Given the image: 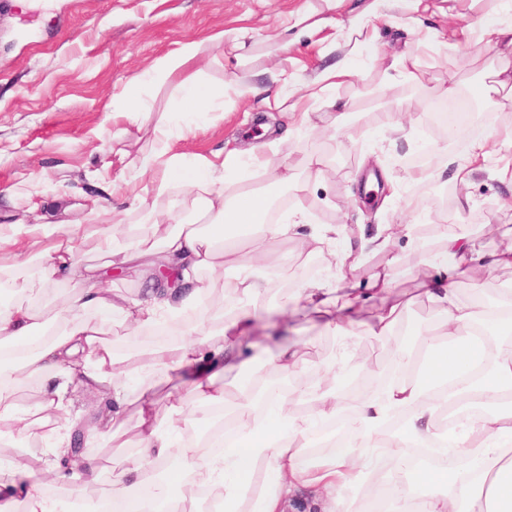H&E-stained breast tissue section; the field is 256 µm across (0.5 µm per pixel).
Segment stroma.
Returning <instances> with one entry per match:
<instances>
[{"label":"stroma","instance_id":"obj_1","mask_svg":"<svg viewBox=\"0 0 512 512\" xmlns=\"http://www.w3.org/2000/svg\"><path fill=\"white\" fill-rule=\"evenodd\" d=\"M303 0H0V198L12 195L13 204L0 201V225L26 223V195L42 192L46 202L64 198L67 203L95 201L112 208L113 230L125 236L141 222V206L149 204L165 216L170 228L196 220L189 191L172 185L164 197H156L154 185L165 174L163 164L143 167L153 152V128L164 124L170 149L180 161L193 163L206 158L221 162L225 146L240 149L268 141L262 124L264 107L243 105L237 98L224 101L223 117L177 111L176 87L180 82L200 80L224 89L226 81L247 75L250 82L277 91L273 73L314 68L320 57L315 46L302 44L288 51L274 50L271 37L287 27L290 13ZM441 15L408 21L402 15L381 24L379 50L390 54L416 47L426 72L423 87L408 85L378 87L375 73L358 66L340 97L358 94L367 98L371 111L350 117L349 129H337L330 117H322L317 131L300 130L298 118L278 114L274 123L283 135L279 159L293 163L319 150L328 160L324 172L313 178L308 196L306 231L325 224L347 225L352 233L374 234L395 224H409L422 245L413 250L405 236L395 237L387 254L372 255L352 271L351 282L366 284L386 256H397L392 296L404 303L406 326L428 331L439 319L438 309L422 293L432 273L424 253L440 246L438 225H461L473 251L488 253L512 246V210L501 202L511 194L495 176L497 167L512 163V149H501L485 171L474 175L466 192L470 203L457 211L450 183L436 179L434 168L414 171L411 160L426 142L443 147L442 138H430V113L437 105L436 88L447 79L459 84L461 94L487 72L504 63V56L475 42L452 52L434 46H419L413 28H443ZM251 28L250 63L240 67L229 32ZM224 41H215L217 33ZM203 44L204 59L187 64L173 77L150 76L156 59L176 51L183 42ZM148 112L150 119L137 126L126 110ZM403 111L404 130L393 134L385 126L387 113ZM127 153V165H114L99 185L85 177L87 169L112 150ZM381 173L393 186L388 203L365 191L363 177ZM298 238L288 235L273 240L260 264L266 293L256 301L239 299L234 288L237 268H225L223 278L207 269L199 278L208 295H223L227 310L212 309L209 320H223L226 312L249 309L252 330L243 340L252 356L250 369L278 378L273 363L277 342L297 345L303 361L297 381L321 382L331 390L334 380L322 379L320 366L335 363L337 371L359 369L374 382L385 378L393 354L384 342L367 336L352 341V357L337 360L338 337L325 332L321 323L301 310L298 290L302 280L293 279L301 260ZM456 284L460 304L476 298L484 287L489 298H500L502 289H512V269L489 270L463 262ZM141 329L115 320L112 341L126 351L130 371H144V381L154 384L159 428L179 434L181 424L169 412L170 395L180 396L193 407L190 392L176 374L149 371L150 344L141 341ZM143 381V382H144ZM141 384V383H140ZM140 384L128 385L131 399L112 428V435L86 444L85 456L104 470L119 465L132 451L137 433L136 399ZM56 444L46 427L33 428L21 437L11 418H0V468H9L18 454L30 455L29 468L40 473Z\"/></svg>","mask_w":512,"mask_h":512}]
</instances>
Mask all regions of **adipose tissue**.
<instances>
[{
    "label": "adipose tissue",
    "mask_w": 512,
    "mask_h": 512,
    "mask_svg": "<svg viewBox=\"0 0 512 512\" xmlns=\"http://www.w3.org/2000/svg\"><path fill=\"white\" fill-rule=\"evenodd\" d=\"M428 9L427 0H319L318 5L303 7L279 33V48L313 39L332 59L309 76L283 74L288 112L307 118L322 106L334 111V126L344 127L346 117L360 110L364 101L339 97L338 91L350 84L357 65L365 61L375 68L381 84H421L418 56L405 50L385 60L373 45L371 22L392 11L410 18ZM446 13L452 25L442 31L416 30L417 44L460 51L479 41L512 55V0H448ZM466 13L474 15V22L460 23ZM154 133L158 154L166 158L169 170L168 177L157 183V194L168 193L171 182H180L196 193L212 222L177 230L147 224L121 240L113 233L106 211L94 205L79 223L64 230L52 222L27 227V234L49 240L29 258L34 274L26 285L28 293L57 282L69 283L71 289L54 317L58 329L51 335L28 293L0 303V340L35 345L20 361L0 354V417H13L17 433L50 421L65 405L75 373L84 387L109 398L113 416H120L127 402L122 383L126 364L110 339L114 318L146 327L188 310L206 313L204 289L195 274L210 268L220 276L225 266L234 265L235 227L257 229L262 238L273 240L308 220L307 180L320 173L322 155H310L299 174L288 163L272 165L270 156L279 149L274 139L262 153L231 149L218 167L187 166L169 155L166 129L158 126ZM506 145L512 146L511 128L469 138L463 153H445L436 176L467 185L475 172L486 168L496 149ZM242 167L274 169L275 183L291 189L287 223L258 221L273 198L245 179H225V171ZM339 239L344 242L343 258L336 265L334 282L311 284L302 289L301 297L323 327L341 339L368 335L391 344L401 377L388 384L381 396L355 405L353 416L346 420L350 437L345 447L316 458L308 453L313 422L335 418L344 408L343 396L315 384L284 389L261 375L227 393L225 374L247 368L251 361L241 339L252 317L244 311L210 328L195 321L192 329L204 332V339L187 340L175 348L157 346L151 358L153 368L178 372L196 398L198 405L189 412L180 400L171 402L172 414L192 437L175 441L159 431L152 395L142 392L136 452L111 476L113 489L125 504L123 512H196V498L186 491L190 484L214 492L223 501L224 512H287L301 486L315 490L322 512H355L352 487L362 481L366 467L387 465L393 471L391 479L369 487L366 498L389 506L390 512H512V412L467 416L452 440L454 456L441 464L422 467L410 456L411 448L437 437L441 401L463 398L475 405L512 401V297L464 307L457 303L454 290L463 261L491 270L512 267V247L475 253L462 232L443 231L442 248L432 257L437 276L426 282L424 290L443 315L442 328L433 337L401 328L399 306L387 300L394 259L379 266L364 292L349 287L348 258L388 251L389 237L355 239L346 228L326 224L301 241L316 251ZM89 244L107 255L113 266L146 282L142 299L132 301L102 286L97 267L80 261ZM163 265L180 268L175 285H157L153 273ZM365 296L386 301L368 323L359 318L358 304ZM26 379L42 381L43 387L37 401L20 412L15 393ZM297 397L314 401L315 411L298 414L291 406ZM394 411L403 413L404 427L391 436L387 429ZM45 471L78 496L81 512H102L101 499L81 494L82 484L96 481L102 472L95 461L85 458L65 465L54 458L46 460ZM0 512H51L41 483L31 480L22 462H15L8 480L0 481Z\"/></svg>",
    "instance_id": "ef3b65f1"
}]
</instances>
